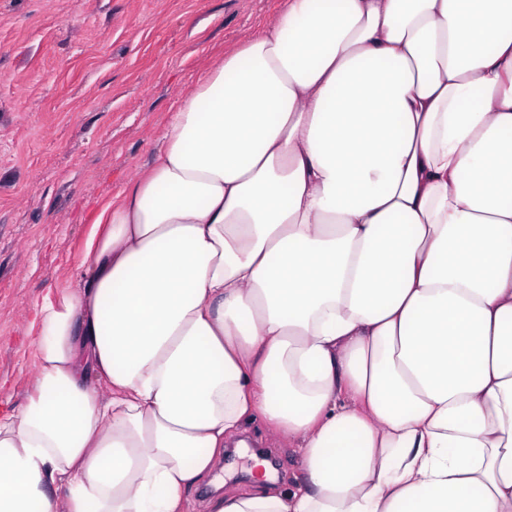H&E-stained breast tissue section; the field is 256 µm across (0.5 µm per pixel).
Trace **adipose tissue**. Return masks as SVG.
Returning <instances> with one entry per match:
<instances>
[{"mask_svg":"<svg viewBox=\"0 0 512 512\" xmlns=\"http://www.w3.org/2000/svg\"><path fill=\"white\" fill-rule=\"evenodd\" d=\"M35 309L0 512H512V0H283ZM266 447V446H263ZM266 450L278 464V478L280 484L283 482H288V474L292 472H297L296 458L294 454L291 452L290 448H272L270 446L266 447ZM251 453L250 448L249 451H243L240 455L234 452V456L230 458L229 461H225L224 467L228 464L232 465L230 472L224 471L226 488H248L250 478H246L247 471L252 469L254 464V461L250 458Z\"/></svg>","mask_w":512,"mask_h":512,"instance_id":"adipose-tissue-1","label":"adipose tissue"}]
</instances>
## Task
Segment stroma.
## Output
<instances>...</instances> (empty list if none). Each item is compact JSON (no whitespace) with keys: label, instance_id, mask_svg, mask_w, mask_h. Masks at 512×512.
<instances>
[{"label":"stroma","instance_id":"1","mask_svg":"<svg viewBox=\"0 0 512 512\" xmlns=\"http://www.w3.org/2000/svg\"><path fill=\"white\" fill-rule=\"evenodd\" d=\"M280 0H0V410L34 384V310L148 168L199 73Z\"/></svg>","mask_w":512,"mask_h":512}]
</instances>
